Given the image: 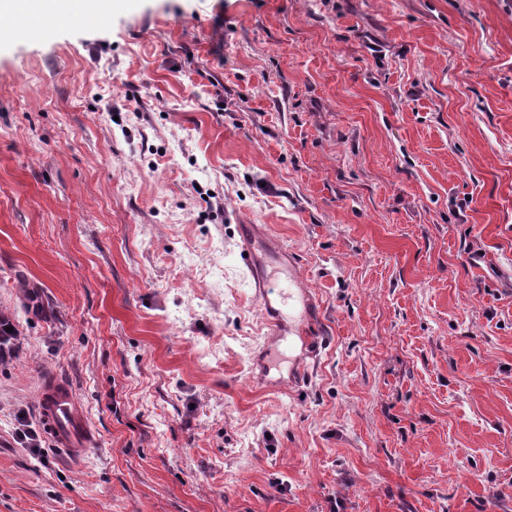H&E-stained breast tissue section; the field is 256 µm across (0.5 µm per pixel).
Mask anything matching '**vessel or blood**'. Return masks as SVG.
I'll return each mask as SVG.
<instances>
[{
  "instance_id": "b4317fda",
  "label": "vessel or blood",
  "mask_w": 512,
  "mask_h": 512,
  "mask_svg": "<svg viewBox=\"0 0 512 512\" xmlns=\"http://www.w3.org/2000/svg\"><path fill=\"white\" fill-rule=\"evenodd\" d=\"M239 236L243 258L273 336L281 340L299 337L306 350H313L315 339L304 331L303 325L313 315L314 307L298 271L287 275V291L275 290L267 268L280 258L279 249L270 245L254 224L240 225ZM39 408L40 420L57 446L80 452L95 442V433L82 414L77 394L68 385L50 382L39 395Z\"/></svg>"
}]
</instances>
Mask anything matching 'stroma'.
<instances>
[{"instance_id": "obj_1", "label": "stroma", "mask_w": 512, "mask_h": 512, "mask_svg": "<svg viewBox=\"0 0 512 512\" xmlns=\"http://www.w3.org/2000/svg\"><path fill=\"white\" fill-rule=\"evenodd\" d=\"M242 224L315 301L297 379ZM0 305V512H512V0H117L1 38ZM48 374L83 455L17 440ZM6 327H12V332H7ZM20 331L15 323L14 311L7 307H0V362L12 352Z\"/></svg>"}]
</instances>
